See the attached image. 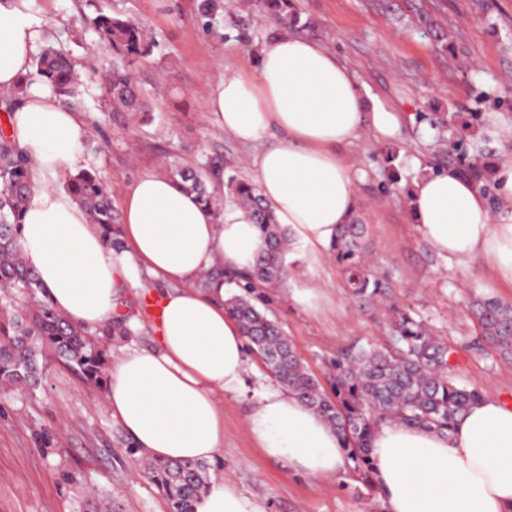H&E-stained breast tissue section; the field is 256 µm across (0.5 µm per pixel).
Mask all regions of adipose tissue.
Segmentation results:
<instances>
[{
  "mask_svg": "<svg viewBox=\"0 0 512 512\" xmlns=\"http://www.w3.org/2000/svg\"><path fill=\"white\" fill-rule=\"evenodd\" d=\"M28 2L0 0V91L21 98L8 133L32 162L24 257L53 307L91 329L111 323L130 264L168 284L155 347H125L112 357L106 403L149 457L212 460L224 447L218 396L241 389L247 363L241 328L224 311L223 282L203 278L216 269H250L264 244L242 207L216 213L181 181L145 173L122 201L124 250L114 255L100 226L55 185L76 173L90 128L34 73L43 32ZM203 112L244 145L277 133L251 165L264 204L312 263L360 204L344 148L364 133L391 135L399 122L335 52L288 32L263 41L252 69L212 82ZM495 179L496 210L455 168L417 175L411 216L431 248L462 266L484 261L512 284L511 152ZM246 430L267 458L308 478L335 476L343 466L336 430L282 387L261 394ZM372 460L385 512H512V404L486 395L446 433L386 421L374 433ZM195 510L264 512L222 480L211 481Z\"/></svg>",
  "mask_w": 512,
  "mask_h": 512,
  "instance_id": "1",
  "label": "adipose tissue"
}]
</instances>
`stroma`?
Wrapping results in <instances>:
<instances>
[{
    "instance_id": "35a3bbf8",
    "label": "stroma",
    "mask_w": 512,
    "mask_h": 512,
    "mask_svg": "<svg viewBox=\"0 0 512 512\" xmlns=\"http://www.w3.org/2000/svg\"><path fill=\"white\" fill-rule=\"evenodd\" d=\"M202 0H32L31 12L45 38L80 70L83 96L78 109L91 134L82 168L97 169L108 184L113 207L146 172L173 175L180 167L222 159L225 174L254 181L247 160L264 142L238 143L203 117L209 82L225 70L250 65L263 40L284 32L263 0H218L213 18L203 17ZM292 0L301 36L323 43L354 70L358 82L402 120L380 140L362 136L348 155L359 158L360 220L373 246L371 270L392 279L397 303L424 319L455 353L459 383L512 402V360L493 346L471 349L475 335L469 302L487 294L512 303V286L486 263L459 266L420 237L401 189L384 192L387 149L400 151L402 182L416 172L412 158L438 162L434 131L419 122L422 112L447 110L471 117L470 134L485 138L487 154L512 152L501 131L512 117V0ZM424 11L448 35L435 47L415 31ZM105 12L139 20L156 46L129 67L148 106L146 113L112 112L104 94L115 55L98 40L89 20ZM167 286L141 268L132 269L121 293L131 336L110 340L151 347L154 316L148 298ZM265 306L292 341L308 368L326 380L329 361L353 345H383L390 335L383 318L359 311L349 297L332 255L320 263L292 257L285 287L264 291ZM244 393H224V448L211 460V476L256 497L266 512H382L378 491L353 479L352 462L336 476L313 480L287 464L265 458L245 423L272 375L249 355ZM42 387L0 389V512H91L102 502L112 512H170L164 495L138 478L133 440L113 420L103 396L72 370L47 356ZM57 434L53 447L39 435Z\"/></svg>"
}]
</instances>
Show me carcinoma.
<instances>
[{
    "label": "carcinoma",
    "mask_w": 512,
    "mask_h": 512,
    "mask_svg": "<svg viewBox=\"0 0 512 512\" xmlns=\"http://www.w3.org/2000/svg\"><path fill=\"white\" fill-rule=\"evenodd\" d=\"M279 21L288 25V0H265ZM98 38L108 43L118 56L109 73L107 94L113 107L141 112L144 105L135 79L125 60L146 57L154 41L138 23L127 18L99 13L90 19ZM37 75L75 104L80 80L62 51L53 45L41 48L35 60ZM448 161L499 204L495 164L484 162L467 149L454 144ZM216 164L180 173L185 187L199 194L205 204L218 210L223 200L211 195L206 181ZM31 162L11 143L0 142V387H37L43 379L40 357L53 350L65 364L86 381L101 385L108 363L105 342L125 336L127 326L120 320L87 330L56 312L23 255L21 214L31 197ZM66 189L99 225L108 247L120 252L115 215L107 186L98 171L83 169L66 181ZM224 190L250 212L265 243L255 267L245 273L224 274V310L239 322L248 347L266 369L288 391L320 413L336 429L354 461L361 482L375 487L371 439L377 425L399 420L438 432L452 429L459 416L484 397L477 388L456 381L453 351L422 319L393 302V285L369 269L367 225L352 220L341 226L330 247L354 304L363 311L382 314L395 337L386 347L359 346L336 354L330 360L329 388H324L310 372L293 344L267 309L258 305V288H279L288 276L285 263L288 231L277 224L262 205L257 186L230 176ZM478 336L512 358V304L481 296L471 303ZM140 472L165 495L170 512H194L196 500L207 489L210 465L205 462H158L145 459Z\"/></svg>",
    "instance_id": "cac0c4a2"
}]
</instances>
